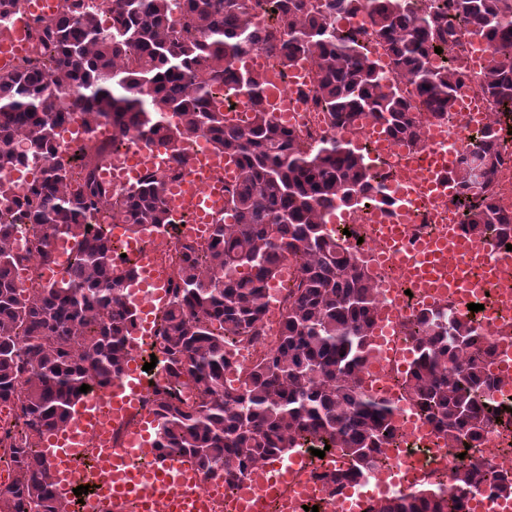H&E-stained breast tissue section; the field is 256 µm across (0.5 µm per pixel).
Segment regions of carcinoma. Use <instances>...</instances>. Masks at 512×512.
I'll return each instance as SVG.
<instances>
[{
	"label": "carcinoma",
	"mask_w": 512,
	"mask_h": 512,
	"mask_svg": "<svg viewBox=\"0 0 512 512\" xmlns=\"http://www.w3.org/2000/svg\"><path fill=\"white\" fill-rule=\"evenodd\" d=\"M278 28L260 26L252 0H63L35 20L26 64L0 71V402L18 409L0 423L14 478L0 485V512H68L57 497L44 437L63 426L83 394L120 376L136 325L126 305L129 258L112 243V219L127 231L169 226L176 238L174 288L159 320L165 376L150 401L158 418L154 447L192 459L205 480L231 485L259 459L312 436L315 448L342 451L345 470L321 475L337 493L363 479L393 437L389 402L361 390L358 372L374 324L373 277L326 228L338 206L375 202L377 174L360 147L336 136L315 145L267 111L260 78L239 65L263 48L287 68L301 57L317 68L316 101L336 128L371 116L394 139L420 135L411 104L378 73L370 50L338 19L364 11L388 46L394 74L418 91V108L448 119L462 88L448 56L456 28L486 44L481 80L496 111L512 115V0H270ZM444 61L431 64L435 49ZM246 97L251 121L226 118ZM92 131L112 120V139L61 146L71 119L66 99ZM132 134L169 152L168 165L111 191L101 164ZM199 136L240 171L230 193L234 222L218 218L204 242L180 238L164 200L184 176L186 149ZM40 176L9 180L32 164ZM501 154L497 130L470 144L455 173L465 231L491 245L512 240V215L493 198ZM74 242L70 278L23 287L15 273L55 262L52 240ZM300 278L279 335L240 386L224 388V349L259 340L266 285L279 265ZM415 360L406 388L421 414L460 448L479 441L502 410L486 392L489 349L472 320L443 307L410 320ZM454 490L437 480L372 502L366 512H465L470 497L512 499V474L476 462L456 469Z\"/></svg>",
	"instance_id": "1"
}]
</instances>
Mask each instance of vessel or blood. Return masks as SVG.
<instances>
[{
  "mask_svg": "<svg viewBox=\"0 0 512 512\" xmlns=\"http://www.w3.org/2000/svg\"><path fill=\"white\" fill-rule=\"evenodd\" d=\"M147 155L144 148L130 150L121 165L105 172V181L140 179L147 171ZM456 168L453 151L432 153L423 174L402 179L399 192L409 196L413 206H434L456 193ZM237 176V168L227 164L223 156L205 154L182 180L168 185L167 198L183 199L190 212V236L201 235L210 227L217 215L216 201L229 196ZM376 218L377 229L405 270L407 285L420 307H430L443 296L464 306L476 296L478 285L472 271L486 258L487 246L467 237L456 224L411 241L403 235L406 214L394 216L381 209ZM164 300L157 288L148 302L138 305L135 347L149 342L151 313ZM143 389L138 363L130 361L122 382L106 389L101 397L84 399L69 425L50 436L46 459L57 491L63 498L74 500L75 488L87 487L76 512H214L216 497L207 491L195 466L153 448L151 430L156 420L141 423L138 447H110L109 424L117 416L138 411ZM305 464L298 453L276 460L251 494L225 499L224 512H250L252 502L284 492L292 475Z\"/></svg>",
  "mask_w": 512,
  "mask_h": 512,
  "instance_id": "vessel-or-blood-1",
  "label": "vessel or blood"
}]
</instances>
